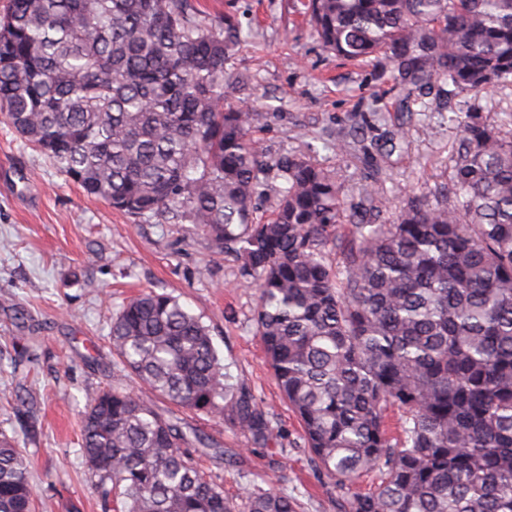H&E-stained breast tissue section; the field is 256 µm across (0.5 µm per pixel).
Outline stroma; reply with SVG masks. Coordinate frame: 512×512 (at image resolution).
I'll use <instances>...</instances> for the list:
<instances>
[{
	"label": "stroma",
	"mask_w": 512,
	"mask_h": 512,
	"mask_svg": "<svg viewBox=\"0 0 512 512\" xmlns=\"http://www.w3.org/2000/svg\"><path fill=\"white\" fill-rule=\"evenodd\" d=\"M200 20L230 14L241 42L229 70L242 76L229 102L261 112L255 136L268 161L299 150L334 169L351 202L366 187L391 215L405 191L448 181L459 137L432 99L398 111L384 91L385 62H347L318 42L303 0H191ZM349 141L347 152L337 143ZM144 290L202 315L233 378L247 382L277 434L251 446L222 422L157 400L221 452L201 457L227 494L264 487L297 512H344L347 493L314 464L283 401L256 330L258 292L233 257L214 253L191 224L137 219L87 196L0 122V430L24 451L35 504L50 512H102L80 455L86 396L112 384L108 333L123 301Z\"/></svg>",
	"instance_id": "35a3bbf8"
}]
</instances>
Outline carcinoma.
Wrapping results in <instances>:
<instances>
[{
  "label": "carcinoma",
  "mask_w": 512,
  "mask_h": 512,
  "mask_svg": "<svg viewBox=\"0 0 512 512\" xmlns=\"http://www.w3.org/2000/svg\"><path fill=\"white\" fill-rule=\"evenodd\" d=\"M305 6L326 52L390 63L402 106L436 82L450 101L512 85V0ZM238 44L234 17L205 23L188 0H9L0 117L86 194L193 224L234 253L318 467L339 488L379 476L348 512H512V117L460 113L452 195L409 194L381 224L305 153L266 160L252 136L262 113L224 104ZM263 197L275 207L259 218ZM109 335L118 368L88 397L80 442L108 512H296L276 475L224 496L150 399L256 446L273 439L201 315L150 290L120 306ZM33 509L26 457L0 432V512Z\"/></svg>",
  "instance_id": "1"
}]
</instances>
